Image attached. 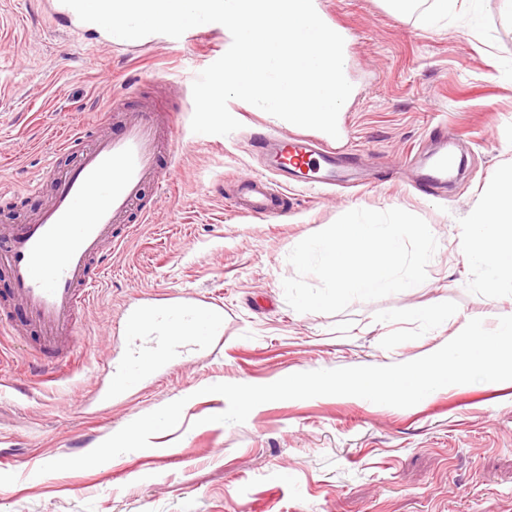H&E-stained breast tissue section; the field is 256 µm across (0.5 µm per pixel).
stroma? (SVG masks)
<instances>
[{
    "mask_svg": "<svg viewBox=\"0 0 512 512\" xmlns=\"http://www.w3.org/2000/svg\"><path fill=\"white\" fill-rule=\"evenodd\" d=\"M317 3L349 35L358 87L334 144L362 150L380 183L329 196L292 187L291 212L270 224L226 207V179L263 172L253 133L292 126L241 100L228 104L241 124L230 135L190 126L192 83L230 47L227 28L191 30L175 47L162 34L117 44L57 12V0H0V225L34 217L49 190L30 186L57 139L73 126L111 127L113 94L137 87L160 113H176L185 144L168 192L145 194L150 223L113 251L82 313L83 364L35 375L33 330L0 334V512H512V381L458 385L409 408L320 396L261 404L241 424L210 420L227 401L206 386L409 362L466 320L492 329L512 313V291L486 288L458 246L469 211L512 162V14L502 0H473L430 26L431 0L409 12L388 0ZM440 123L455 129L465 167L446 188L422 190L417 169L399 160L438 149L427 135ZM356 208L425 220L438 242L426 281L337 314L296 312L282 286L296 274L289 252ZM172 292L221 305L222 338L195 362L172 359L111 410L88 408L98 380L128 354V307ZM441 306L439 324L388 320ZM181 398L180 423L149 448L38 475Z\"/></svg>",
    "mask_w": 512,
    "mask_h": 512,
    "instance_id": "obj_1",
    "label": "stroma"
}]
</instances>
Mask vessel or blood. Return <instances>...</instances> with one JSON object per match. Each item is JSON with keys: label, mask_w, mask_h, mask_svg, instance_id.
Here are the masks:
<instances>
[{"label": "vessel or blood", "mask_w": 512, "mask_h": 512, "mask_svg": "<svg viewBox=\"0 0 512 512\" xmlns=\"http://www.w3.org/2000/svg\"><path fill=\"white\" fill-rule=\"evenodd\" d=\"M122 114L115 130L90 141L82 127L71 128L55 152L77 159L63 169L47 163L53 184L49 204L31 223L0 229V263L9 269L11 293L28 323L39 329L46 361L57 365L77 348L76 314L99 286L107 248L123 242L115 225L134 213L148 218L149 209L141 205L146 189L164 190L176 173L181 146L174 117L160 116L148 104ZM257 146L269 173L238 181L228 199L238 213L278 223L288 214L289 182L329 188L355 180L352 155L313 136L269 135ZM125 327L136 340L131 361L113 368L111 382L95 388L105 411L165 370L172 358H193L210 345L224 329V313L221 306L174 296L133 303Z\"/></svg>", "instance_id": "1"}]
</instances>
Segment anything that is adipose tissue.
I'll use <instances>...</instances> for the list:
<instances>
[{"instance_id":"ef3b65f1","label":"adipose tissue","mask_w":512,"mask_h":512,"mask_svg":"<svg viewBox=\"0 0 512 512\" xmlns=\"http://www.w3.org/2000/svg\"><path fill=\"white\" fill-rule=\"evenodd\" d=\"M464 247L487 287L512 281V165L499 168L494 185L466 219Z\"/></svg>"}]
</instances>
